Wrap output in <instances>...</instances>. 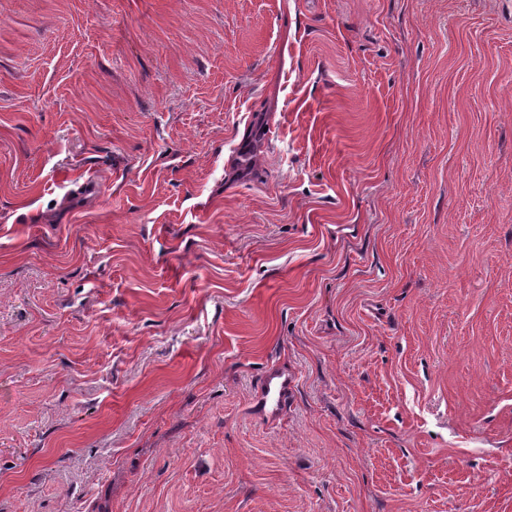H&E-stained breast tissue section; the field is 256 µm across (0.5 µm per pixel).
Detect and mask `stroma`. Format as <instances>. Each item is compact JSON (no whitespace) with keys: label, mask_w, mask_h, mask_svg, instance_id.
<instances>
[{"label":"stroma","mask_w":512,"mask_h":512,"mask_svg":"<svg viewBox=\"0 0 512 512\" xmlns=\"http://www.w3.org/2000/svg\"><path fill=\"white\" fill-rule=\"evenodd\" d=\"M0 512H512V0H0ZM294 382L281 373L269 371L264 378L262 407L265 413L275 417L285 407L288 392L292 390Z\"/></svg>","instance_id":"stroma-1"}]
</instances>
